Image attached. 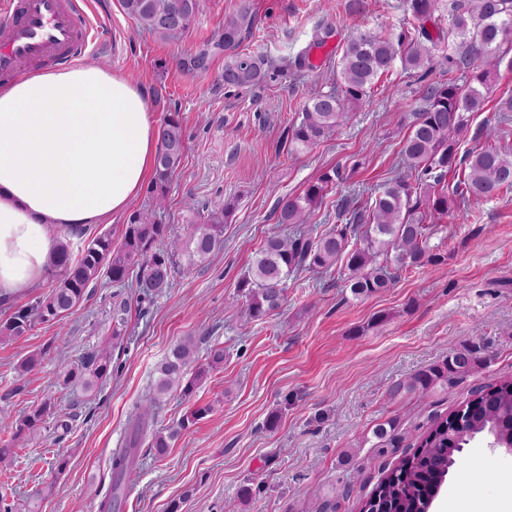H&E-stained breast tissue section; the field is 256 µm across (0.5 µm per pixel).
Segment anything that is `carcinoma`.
Segmentation results:
<instances>
[{
    "label": "carcinoma",
    "instance_id": "1",
    "mask_svg": "<svg viewBox=\"0 0 512 512\" xmlns=\"http://www.w3.org/2000/svg\"><path fill=\"white\" fill-rule=\"evenodd\" d=\"M437 0H408L417 21L414 36L393 43L377 32L352 36L340 58V82L327 92L308 99L300 120L288 129V153L313 148L331 136L349 119L348 109L367 96L379 77L396 59L407 70H424L441 64L432 50L445 42L433 35L426 23L432 20ZM128 13L150 33L167 43H180L188 34L199 10V0H123ZM448 12L458 52L445 56L448 79L423 86L425 106L411 113L412 120L403 139L402 155L409 174L384 184L363 204L347 197L336 200L338 224L319 233L304 225L314 221L316 210L332 191L337 170L323 172L297 195L278 198L277 223L301 224L288 237L272 235L255 252L238 283L239 296L246 303L249 319L259 320L281 308L288 279L302 271L323 272L337 263L347 271L346 283L355 297H365L388 288L395 271L436 263L439 255L430 246L432 225L427 220L448 213V194L462 200L489 198L512 188V157L494 144H486L459 156V137L467 129L470 114L479 111L490 93L491 67L473 71L471 84L462 88L451 73L468 69L490 59L502 43L512 40V0H450ZM254 26L249 8L242 5L224 18L223 30L214 46L224 51V85L250 87L266 77L264 57L238 52L241 41ZM209 49H187L177 66L190 74L210 68ZM161 148L149 193V207L128 217L121 241L103 232L83 241L78 253L62 244L55 268L60 270L52 288L33 304L14 312L0 325V338L17 339L37 323H56L89 297L88 288L104 278L121 288L129 287L143 299L160 295L169 287L178 259L189 265L203 262L222 242L224 224L235 208L227 200L211 210L204 223L195 226L184 242L169 239V225L157 218L165 207L166 191L185 152L180 113L168 112L160 123ZM456 174L453 190L446 177ZM127 306L112 312V341L125 331ZM111 344L87 354L77 365L65 367L59 379L65 386H79L89 392L110 374ZM479 350L465 346L450 352L448 359L426 367L391 389L390 397L401 394L426 397L439 386H452L482 366ZM224 364V348L215 344L206 362L195 363V346L189 340L174 344L158 368V377L143 403L129 415L130 437L126 448L111 459L112 492L100 502L99 512H117L118 492L132 480L137 468V446L152 434L150 447L164 456L180 431L212 411L206 404L193 406L175 424L153 431L155 411L172 392L192 397L208 374ZM55 403L44 399L13 423L10 441H0V464L15 456L13 441L37 432L52 417ZM487 435L505 448L512 444V379L486 386L479 401L469 409L466 424L457 428L448 418L436 421L388 470L368 496L369 505L380 512H423L427 498L435 494L442 475L456 464L466 445L476 436ZM380 447L397 438V423L387 419L372 428L371 436Z\"/></svg>",
    "mask_w": 512,
    "mask_h": 512
}]
</instances>
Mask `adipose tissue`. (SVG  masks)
<instances>
[{
  "label": "adipose tissue",
  "instance_id": "1",
  "mask_svg": "<svg viewBox=\"0 0 512 512\" xmlns=\"http://www.w3.org/2000/svg\"><path fill=\"white\" fill-rule=\"evenodd\" d=\"M159 150L143 92L123 76L76 66L0 82V299L42 282L58 229L123 216Z\"/></svg>",
  "mask_w": 512,
  "mask_h": 512
}]
</instances>
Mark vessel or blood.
<instances>
[{
  "label": "vessel or blood",
  "mask_w": 512,
  "mask_h": 512,
  "mask_svg": "<svg viewBox=\"0 0 512 512\" xmlns=\"http://www.w3.org/2000/svg\"><path fill=\"white\" fill-rule=\"evenodd\" d=\"M107 24L92 22L84 0H0V77L36 64L66 67L109 47Z\"/></svg>",
  "instance_id": "1"
}]
</instances>
